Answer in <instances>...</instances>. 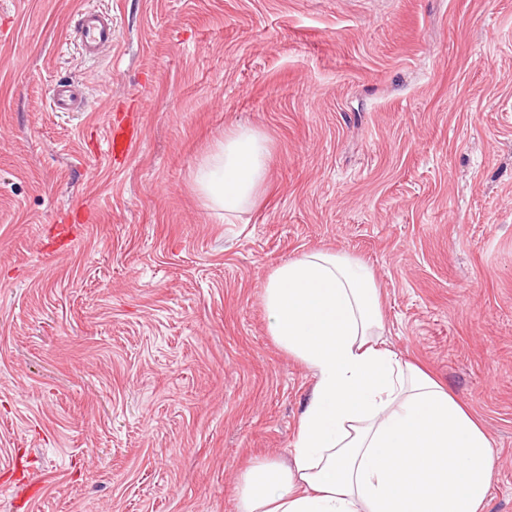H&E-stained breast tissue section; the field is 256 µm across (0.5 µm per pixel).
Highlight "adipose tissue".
I'll return each instance as SVG.
<instances>
[{
    "instance_id": "obj_1",
    "label": "adipose tissue",
    "mask_w": 512,
    "mask_h": 512,
    "mask_svg": "<svg viewBox=\"0 0 512 512\" xmlns=\"http://www.w3.org/2000/svg\"><path fill=\"white\" fill-rule=\"evenodd\" d=\"M269 143L225 131L194 174L209 209L254 204ZM268 330L314 376L288 460L250 467L237 512H487L494 456L477 415L387 348L380 290L361 260L313 251L273 269Z\"/></svg>"
}]
</instances>
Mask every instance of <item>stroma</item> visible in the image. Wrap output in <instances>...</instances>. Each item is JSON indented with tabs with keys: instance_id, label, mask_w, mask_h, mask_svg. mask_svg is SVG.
Returning <instances> with one entry per match:
<instances>
[{
	"instance_id": "obj_1",
	"label": "stroma",
	"mask_w": 512,
	"mask_h": 512,
	"mask_svg": "<svg viewBox=\"0 0 512 512\" xmlns=\"http://www.w3.org/2000/svg\"><path fill=\"white\" fill-rule=\"evenodd\" d=\"M64 79L84 111H52ZM237 126L270 156L226 219L193 176ZM311 250L371 267L512 512V0H0V512H237L311 393L263 302ZM74 31L82 54L88 58H98L105 48L112 47V15L106 11H84L78 16ZM137 141L132 125L111 126L107 139L109 157L116 162L124 161L132 153Z\"/></svg>"
}]
</instances>
